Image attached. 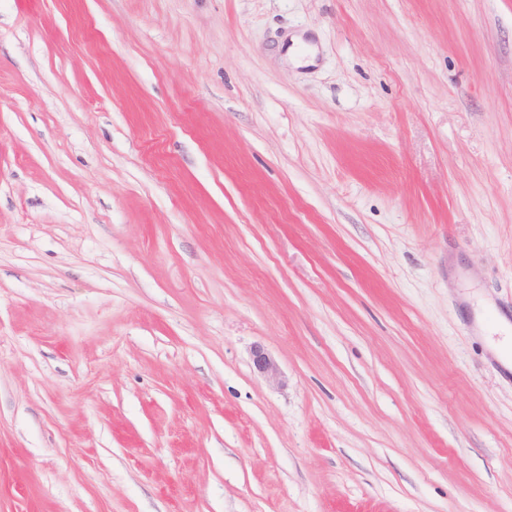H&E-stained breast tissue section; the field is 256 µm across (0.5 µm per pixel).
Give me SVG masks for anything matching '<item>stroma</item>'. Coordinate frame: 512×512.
Here are the masks:
<instances>
[{"mask_svg":"<svg viewBox=\"0 0 512 512\" xmlns=\"http://www.w3.org/2000/svg\"><path fill=\"white\" fill-rule=\"evenodd\" d=\"M495 317L512 0H0V512H512ZM252 363L257 372L272 380L279 379V367L276 360L261 345L252 350Z\"/></svg>","mask_w":512,"mask_h":512,"instance_id":"1","label":"stroma"}]
</instances>
